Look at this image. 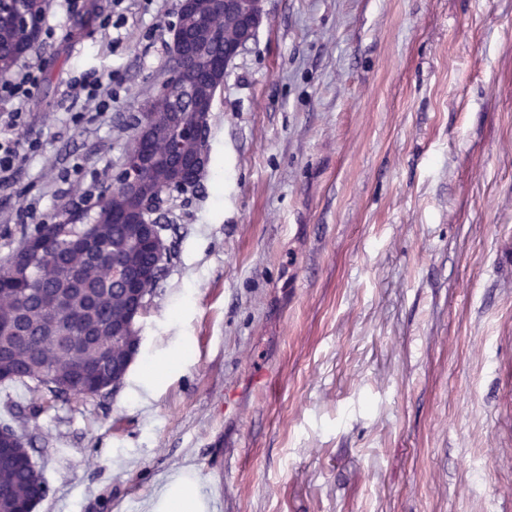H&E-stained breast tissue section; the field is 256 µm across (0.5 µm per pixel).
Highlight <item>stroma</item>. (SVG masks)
Returning <instances> with one entry per match:
<instances>
[{"label": "stroma", "instance_id": "35a3bbf8", "mask_svg": "<svg viewBox=\"0 0 512 512\" xmlns=\"http://www.w3.org/2000/svg\"><path fill=\"white\" fill-rule=\"evenodd\" d=\"M47 0L57 39L0 191V266L119 174L167 79L179 0ZM171 194L176 256L122 383L56 401L0 383L34 447L35 512H512V0H267ZM122 17V44L98 19ZM119 71L76 126L68 77ZM82 171H74L75 163Z\"/></svg>", "mask_w": 512, "mask_h": 512}]
</instances>
